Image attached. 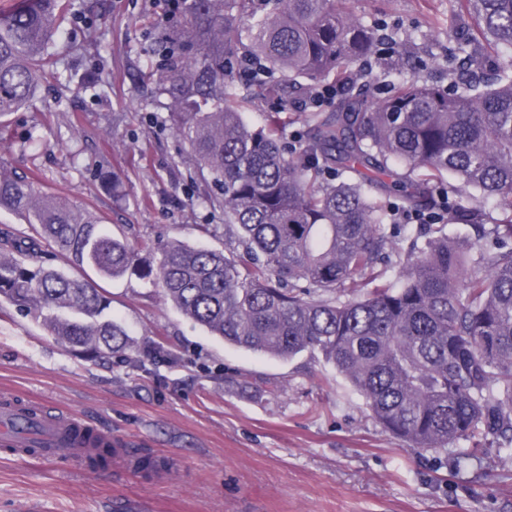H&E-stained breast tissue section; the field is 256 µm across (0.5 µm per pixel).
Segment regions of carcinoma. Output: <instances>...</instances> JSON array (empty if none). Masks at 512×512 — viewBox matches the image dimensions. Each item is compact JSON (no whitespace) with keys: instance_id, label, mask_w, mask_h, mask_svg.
Returning a JSON list of instances; mask_svg holds the SVG:
<instances>
[{"instance_id":"cac0c4a2","label":"carcinoma","mask_w":512,"mask_h":512,"mask_svg":"<svg viewBox=\"0 0 512 512\" xmlns=\"http://www.w3.org/2000/svg\"><path fill=\"white\" fill-rule=\"evenodd\" d=\"M263 2L256 10L250 0H181L158 79L197 170L223 196L225 229L241 251L179 240L134 247L39 182L1 172L0 208L32 234L0 251V302L95 363L133 347L97 280L138 274L228 344L284 359L320 354L383 428L415 448L437 452L462 439L476 447L488 436L512 447V64L490 68L480 89L460 87L474 57H512V0H456L448 28L472 19L477 29L465 60L448 64V86L414 77L379 99L359 83L357 66L392 49L393 35L348 17L345 0ZM68 7L31 0L0 16V117L33 100ZM244 41L281 74L287 98L327 79L347 88L302 148L287 152L275 130L244 120L231 87ZM182 46L193 59H178ZM439 187L448 190L446 210ZM470 189L480 199L463 196ZM380 195L437 223L408 231L404 252ZM453 224L483 235L460 242L446 231ZM44 242L95 278L35 263ZM142 251L158 257L142 267ZM364 277L374 287L343 298ZM114 452L99 442L83 465L104 470ZM165 467L135 457L137 470Z\"/></svg>"}]
</instances>
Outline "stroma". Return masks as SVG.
Wrapping results in <instances>:
<instances>
[{"instance_id": "1", "label": "stroma", "mask_w": 512, "mask_h": 512, "mask_svg": "<svg viewBox=\"0 0 512 512\" xmlns=\"http://www.w3.org/2000/svg\"><path fill=\"white\" fill-rule=\"evenodd\" d=\"M453 0H347L380 24L395 51L373 61V96L418 76L447 84ZM172 0H70L31 108L0 120V169L101 218L130 244L176 239L224 247V202L196 173L146 66L168 30ZM233 85L254 126L271 114L296 148L336 110L282 103L241 68ZM134 342L92 364L31 316L0 305V396L70 411L121 448L105 471L60 454L18 461L0 450V512H512V450L460 440L408 447L375 422L321 355L278 359L210 336L135 275L105 282ZM169 460L134 470L128 452Z\"/></svg>"}]
</instances>
